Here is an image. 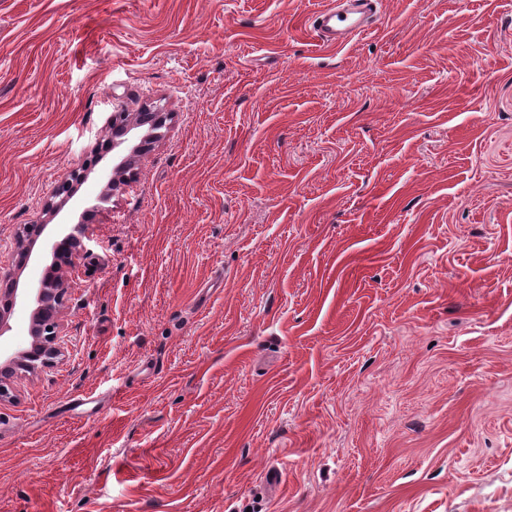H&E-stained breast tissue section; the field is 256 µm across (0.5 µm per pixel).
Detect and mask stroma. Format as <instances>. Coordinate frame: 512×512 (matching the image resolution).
Returning a JSON list of instances; mask_svg holds the SVG:
<instances>
[{
  "instance_id": "stroma-1",
  "label": "stroma",
  "mask_w": 512,
  "mask_h": 512,
  "mask_svg": "<svg viewBox=\"0 0 512 512\" xmlns=\"http://www.w3.org/2000/svg\"><path fill=\"white\" fill-rule=\"evenodd\" d=\"M327 2L0 0V271L88 251L0 512H512V0ZM379 0H336L316 13L313 30L327 45H342L347 39L369 29ZM84 249L82 227L81 224H76L60 241L52 245V256L57 260L64 254L63 263L70 269L76 266V261L83 255Z\"/></svg>"
}]
</instances>
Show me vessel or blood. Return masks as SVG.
<instances>
[{
  "label": "vessel or blood",
  "mask_w": 512,
  "mask_h": 512,
  "mask_svg": "<svg viewBox=\"0 0 512 512\" xmlns=\"http://www.w3.org/2000/svg\"><path fill=\"white\" fill-rule=\"evenodd\" d=\"M378 5L379 0H330L328 6L317 12L313 30L324 44L342 45L369 29Z\"/></svg>",
  "instance_id": "b4317fda"
}]
</instances>
